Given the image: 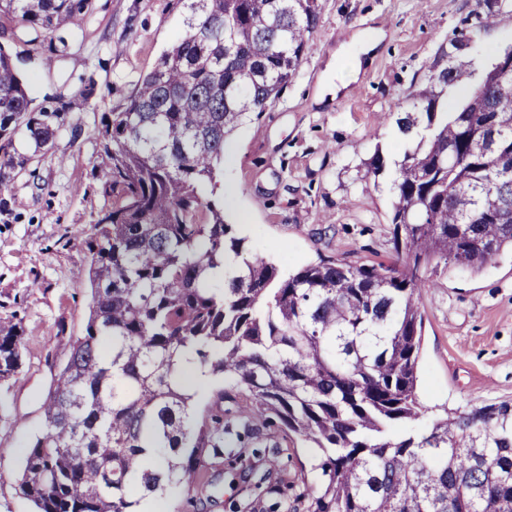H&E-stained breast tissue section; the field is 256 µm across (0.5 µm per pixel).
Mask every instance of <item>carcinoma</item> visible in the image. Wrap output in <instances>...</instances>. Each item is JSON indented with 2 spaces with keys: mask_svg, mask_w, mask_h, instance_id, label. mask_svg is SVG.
Listing matches in <instances>:
<instances>
[{
  "mask_svg": "<svg viewBox=\"0 0 512 512\" xmlns=\"http://www.w3.org/2000/svg\"><path fill=\"white\" fill-rule=\"evenodd\" d=\"M172 45L127 101L104 114L99 167L112 203L85 235L84 335L56 374L44 430L18 488L37 512H144L189 489L232 440L264 419L317 449L322 482L296 494L306 512H512V401L416 428L424 274L479 273L512 252V73L492 63L484 90L448 111L472 73L469 39L441 46L415 111L399 113L397 156L363 161L391 174L397 264L321 258L283 273L246 248L212 199L226 138L276 102L295 76L320 0H183ZM509 0H482L479 25ZM89 0H0L51 34ZM87 90L59 111L34 110L0 45V185L48 150ZM25 129L31 154L15 148ZM0 303V383L21 366L23 317ZM201 369L242 400L236 420L202 409L179 378Z\"/></svg>",
  "mask_w": 512,
  "mask_h": 512,
  "instance_id": "carcinoma-1",
  "label": "carcinoma"
}]
</instances>
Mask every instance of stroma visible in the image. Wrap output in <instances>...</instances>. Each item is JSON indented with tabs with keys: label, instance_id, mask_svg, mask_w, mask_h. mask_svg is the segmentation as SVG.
<instances>
[{
	"label": "stroma",
	"instance_id": "1",
	"mask_svg": "<svg viewBox=\"0 0 512 512\" xmlns=\"http://www.w3.org/2000/svg\"><path fill=\"white\" fill-rule=\"evenodd\" d=\"M477 0H322L309 50L295 77L259 120L226 142L216 196L224 220L253 253L281 269L321 257L354 265L395 259L388 234V177L362 167L375 147L398 153L385 114L411 110L412 91L440 46L476 10ZM174 0H91L81 26L35 34L0 18V44L19 60L35 107L55 108L92 88L67 113L49 150L0 186V301L23 302L22 366L0 384V512H35L15 480L43 425L42 406L88 319V251L76 232L90 228L108 200L98 168L101 119L130 96L183 26ZM374 38L358 74L336 85L342 54L357 35ZM473 67L483 72L512 47V8L474 34ZM422 295L418 396L426 418L512 399V253L479 274L451 266L428 273ZM237 454L260 455L297 486L319 477L301 440L284 441L253 423ZM282 512L277 499L245 490L227 465L209 466L194 489L163 496L164 512Z\"/></svg>",
	"mask_w": 512,
	"mask_h": 512
}]
</instances>
